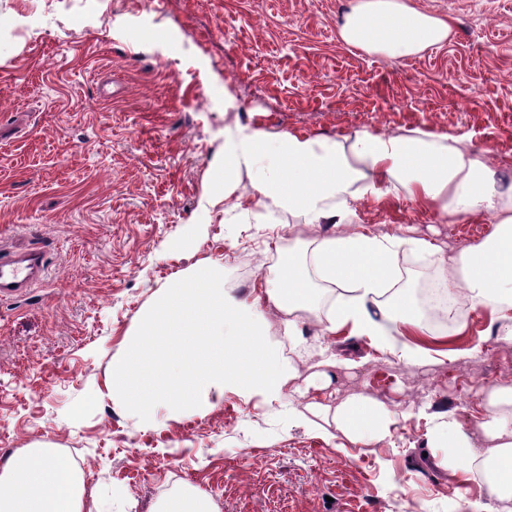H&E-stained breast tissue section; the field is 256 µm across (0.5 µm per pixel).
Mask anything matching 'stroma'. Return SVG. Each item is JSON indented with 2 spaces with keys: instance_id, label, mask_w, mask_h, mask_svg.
Returning <instances> with one entry per match:
<instances>
[{
  "instance_id": "35a3bbf8",
  "label": "stroma",
  "mask_w": 512,
  "mask_h": 512,
  "mask_svg": "<svg viewBox=\"0 0 512 512\" xmlns=\"http://www.w3.org/2000/svg\"><path fill=\"white\" fill-rule=\"evenodd\" d=\"M354 0H0V244L36 249L41 282L0 300V459L36 443L58 448L112 512H154L184 484L220 512H463L488 502L441 467L427 416L453 411L477 433L482 392L512 385V343L486 310L452 327L407 331L423 364L374 348L350 327L302 343L327 364L316 399L384 403L393 435L350 444L331 417H295L305 402L234 387L203 414L160 409L152 430L113 405L106 380L136 318L178 273L224 269V289L253 298L279 251L311 252L331 232L298 213L224 221L230 131L335 139L364 127L388 135L445 132L485 152L512 188V0H407L446 21L438 46L403 58L338 37ZM380 236L414 233L437 253L397 258L419 295L444 259L477 244L490 217L451 223L404 196L360 202ZM290 224L296 236L283 234ZM254 273L241 283L246 268ZM468 387H449L448 370Z\"/></svg>"
}]
</instances>
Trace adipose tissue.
I'll use <instances>...</instances> for the list:
<instances>
[{
    "label": "adipose tissue",
    "mask_w": 512,
    "mask_h": 512,
    "mask_svg": "<svg viewBox=\"0 0 512 512\" xmlns=\"http://www.w3.org/2000/svg\"><path fill=\"white\" fill-rule=\"evenodd\" d=\"M446 21L408 6L405 0H356L339 30L346 44L392 58L410 56L443 43ZM252 178L251 206L304 216L309 224H332L303 258L281 251L278 270L264 295L232 301L219 267L183 275L160 293L135 321L133 338L112 360L107 389L113 403L135 413L144 427L158 425L157 411L190 414L209 409L231 385L280 398L296 377L292 363L270 339L262 309L270 302L284 314L289 339L301 338V320L318 317L324 332L351 326L381 349L408 363L420 351L406 345L407 328L422 316L415 300L396 282L399 251H432L430 242L411 236L381 238L358 224L360 201L406 195L441 210L450 222L490 215L493 229L479 244L448 259L450 286L465 288L471 307L486 309L500 340L512 343V190L502 191L496 172L479 153L451 143L448 135L424 130L386 135L371 129L329 141L290 132L274 136L240 129L224 146V190L235 176ZM342 288L328 311L319 308L314 280ZM478 423L488 441L479 448L448 413L433 417L429 441H447L443 466L462 483H476L488 497L512 499V386L488 390ZM336 428L354 445L391 436L397 416L373 399L352 398L333 412ZM0 512H107L89 496L83 474L58 449L18 448L0 464Z\"/></svg>",
    "instance_id": "1"
}]
</instances>
